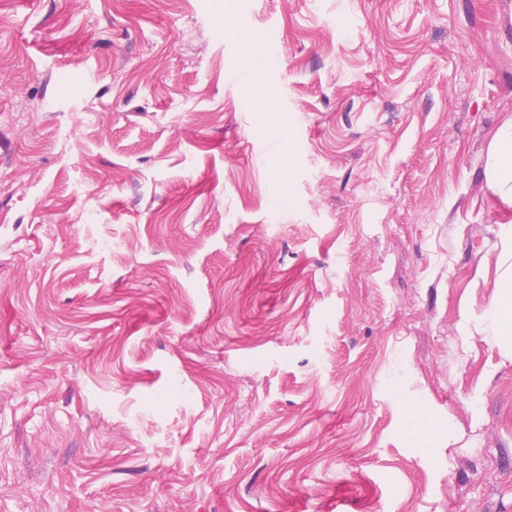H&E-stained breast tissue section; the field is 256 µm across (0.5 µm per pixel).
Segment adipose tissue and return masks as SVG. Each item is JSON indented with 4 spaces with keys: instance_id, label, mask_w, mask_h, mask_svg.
Returning <instances> with one entry per match:
<instances>
[{
    "instance_id": "obj_1",
    "label": "adipose tissue",
    "mask_w": 512,
    "mask_h": 512,
    "mask_svg": "<svg viewBox=\"0 0 512 512\" xmlns=\"http://www.w3.org/2000/svg\"><path fill=\"white\" fill-rule=\"evenodd\" d=\"M486 174L501 201L512 206V116L493 135ZM500 239L503 267L483 324L501 349L512 354V224L502 225Z\"/></svg>"
}]
</instances>
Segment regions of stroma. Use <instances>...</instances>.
<instances>
[{
  "label": "stroma",
  "mask_w": 512,
  "mask_h": 512,
  "mask_svg": "<svg viewBox=\"0 0 512 512\" xmlns=\"http://www.w3.org/2000/svg\"><path fill=\"white\" fill-rule=\"evenodd\" d=\"M509 115L512 0H0V512H512ZM486 174L501 201L512 206V116L505 118L493 135ZM500 239L502 250L499 269L502 268V272L483 324L484 330L494 338L500 348L512 354V224L501 226Z\"/></svg>",
  "instance_id": "stroma-1"
}]
</instances>
